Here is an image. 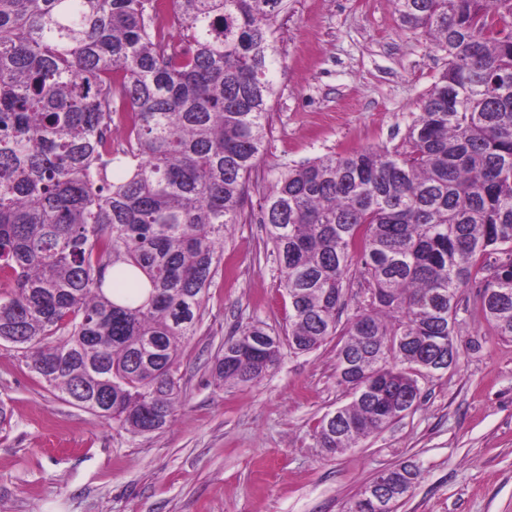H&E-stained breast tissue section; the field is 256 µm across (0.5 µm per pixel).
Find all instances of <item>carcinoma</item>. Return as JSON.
Wrapping results in <instances>:
<instances>
[{
    "mask_svg": "<svg viewBox=\"0 0 512 512\" xmlns=\"http://www.w3.org/2000/svg\"><path fill=\"white\" fill-rule=\"evenodd\" d=\"M448 63L402 143L279 171L260 206L291 307L224 342L253 386L283 345L336 341L343 453L421 397L456 341L462 290L512 340V0H390ZM292 0H0V343L68 403L133 436L174 419L197 333L267 153L277 32ZM363 300L341 321L347 284ZM150 285L140 300V278ZM418 477L391 469L397 500Z\"/></svg>",
    "mask_w": 512,
    "mask_h": 512,
    "instance_id": "cac0c4a2",
    "label": "carcinoma"
}]
</instances>
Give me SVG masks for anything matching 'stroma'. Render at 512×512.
<instances>
[{
	"label": "stroma",
	"mask_w": 512,
	"mask_h": 512,
	"mask_svg": "<svg viewBox=\"0 0 512 512\" xmlns=\"http://www.w3.org/2000/svg\"><path fill=\"white\" fill-rule=\"evenodd\" d=\"M268 152L247 188L255 214L278 169L336 152L394 147L447 59L388 0H293L283 21ZM265 228L235 225L202 321L183 350L175 421L134 437L46 390L0 345V512H345L375 475L418 466L396 512H512V341L494 336L464 289L459 362L420 380L413 411L339 454L313 436L351 395L335 346L283 351L253 387L218 385L211 361L259 322L283 330L288 299Z\"/></svg>",
	"instance_id": "obj_1"
}]
</instances>
